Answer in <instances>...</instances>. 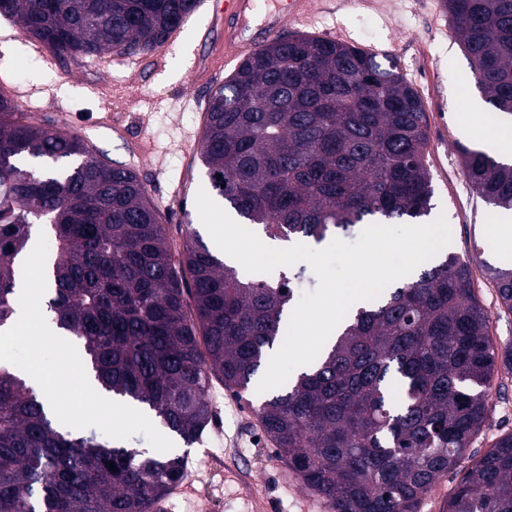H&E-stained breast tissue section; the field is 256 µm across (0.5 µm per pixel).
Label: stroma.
Instances as JSON below:
<instances>
[{"label": "stroma", "mask_w": 512, "mask_h": 512, "mask_svg": "<svg viewBox=\"0 0 512 512\" xmlns=\"http://www.w3.org/2000/svg\"><path fill=\"white\" fill-rule=\"evenodd\" d=\"M215 24L211 0H204L156 51L49 62L19 25L0 18V91L21 93L20 111L76 132L96 154L134 169L177 249L189 230L203 228L196 195L210 180L195 147L210 96L237 67L229 62L203 81L191 76L192 61L209 56L222 37ZM340 31L347 44L367 43L393 58L419 94L434 188L429 218L448 221V252L473 256L474 296L494 344L500 350L512 345V313L500 306L485 271L503 263L491 229L512 225V213L477 196L459 152L479 147L482 134L512 129V117L492 113L475 82H462L469 66L442 0H316L305 24L289 20L282 29L286 36L327 39ZM495 382L501 390L490 401L466 463L480 459L500 434L512 432V367L497 362ZM207 400L213 421L201 440L177 445L187 472L164 497L163 512H327L289 473L255 408L217 382Z\"/></svg>", "instance_id": "stroma-1"}]
</instances>
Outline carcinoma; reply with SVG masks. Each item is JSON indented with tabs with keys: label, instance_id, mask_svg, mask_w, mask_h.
I'll use <instances>...</instances> for the list:
<instances>
[{
	"label": "carcinoma",
	"instance_id": "cac0c4a2",
	"mask_svg": "<svg viewBox=\"0 0 512 512\" xmlns=\"http://www.w3.org/2000/svg\"><path fill=\"white\" fill-rule=\"evenodd\" d=\"M199 0H0V16L55 58L162 47ZM492 111L512 116V0H443ZM427 122L388 55L308 34L276 36L211 95L198 158L244 223L272 240L346 238L431 210ZM473 190L512 211V163L460 147ZM42 227L52 322L100 390L138 403L191 445L212 421V380L242 397L284 341L294 286L248 277L195 232L174 261L136 172L0 93V326L18 262ZM512 313V268H486ZM193 301L187 311L186 298ZM497 351L470 262L448 253L351 309L334 344L260 405L288 470L329 512H418L484 425ZM114 464L113 472L108 464ZM185 458L74 435L0 366V512H150ZM446 512H512V432L461 477Z\"/></svg>",
	"mask_w": 512,
	"mask_h": 512
}]
</instances>
